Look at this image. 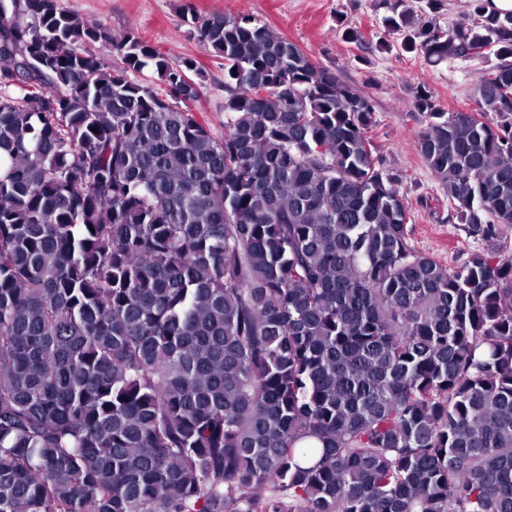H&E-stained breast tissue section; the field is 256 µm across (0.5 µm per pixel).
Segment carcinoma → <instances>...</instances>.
Segmentation results:
<instances>
[{
    "label": "carcinoma",
    "mask_w": 512,
    "mask_h": 512,
    "mask_svg": "<svg viewBox=\"0 0 512 512\" xmlns=\"http://www.w3.org/2000/svg\"><path fill=\"white\" fill-rule=\"evenodd\" d=\"M20 2L0 0V512H512V255L414 247L372 99L256 16L193 12L217 136L185 103L194 60ZM382 2L413 58L496 59L473 111L410 101L456 219L495 239L512 13Z\"/></svg>",
    "instance_id": "carcinoma-1"
}]
</instances>
